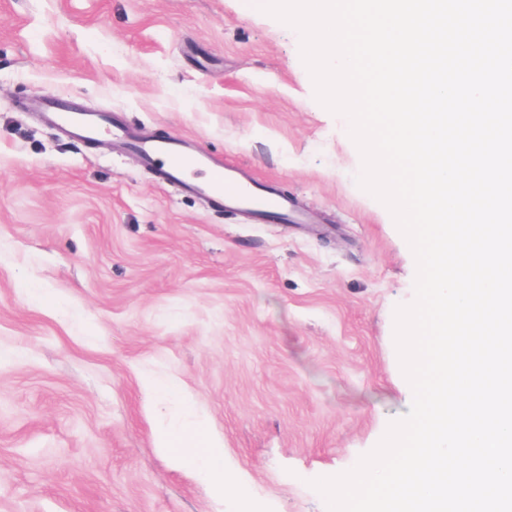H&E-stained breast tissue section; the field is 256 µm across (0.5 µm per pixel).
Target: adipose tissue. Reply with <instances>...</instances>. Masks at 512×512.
<instances>
[{
  "label": "adipose tissue",
  "instance_id": "obj_1",
  "mask_svg": "<svg viewBox=\"0 0 512 512\" xmlns=\"http://www.w3.org/2000/svg\"><path fill=\"white\" fill-rule=\"evenodd\" d=\"M158 447L199 469L215 494L226 492L224 482V443L205 422L195 418L176 428H165L156 435Z\"/></svg>",
  "mask_w": 512,
  "mask_h": 512
}]
</instances>
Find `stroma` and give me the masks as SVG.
<instances>
[{"label": "stroma", "instance_id": "1", "mask_svg": "<svg viewBox=\"0 0 512 512\" xmlns=\"http://www.w3.org/2000/svg\"><path fill=\"white\" fill-rule=\"evenodd\" d=\"M300 40L247 0H0V512H327L312 480L407 414L415 258ZM53 95L196 137L309 219L217 212L44 123ZM147 374L223 439L238 495L157 447L184 412Z\"/></svg>", "mask_w": 512, "mask_h": 512}]
</instances>
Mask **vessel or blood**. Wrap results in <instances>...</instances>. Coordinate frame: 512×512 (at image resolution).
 I'll return each mask as SVG.
<instances>
[{
	"label": "vessel or blood",
	"mask_w": 512,
	"mask_h": 512,
	"mask_svg": "<svg viewBox=\"0 0 512 512\" xmlns=\"http://www.w3.org/2000/svg\"><path fill=\"white\" fill-rule=\"evenodd\" d=\"M47 123L82 142L109 138L122 142L146 168L212 206L261 224H299L305 219L296 200L271 182L251 177L241 166L207 152L190 137L158 139L136 133L106 113L82 112L57 99L42 105Z\"/></svg>",
	"instance_id": "1"
}]
</instances>
